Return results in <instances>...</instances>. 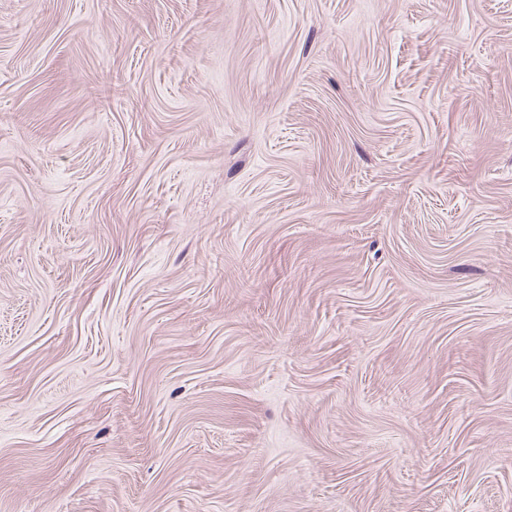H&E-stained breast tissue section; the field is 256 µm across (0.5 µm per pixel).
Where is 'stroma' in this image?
<instances>
[{"label":"stroma","mask_w":512,"mask_h":512,"mask_svg":"<svg viewBox=\"0 0 512 512\" xmlns=\"http://www.w3.org/2000/svg\"><path fill=\"white\" fill-rule=\"evenodd\" d=\"M0 512H512V0H0Z\"/></svg>","instance_id":"35a3bbf8"}]
</instances>
